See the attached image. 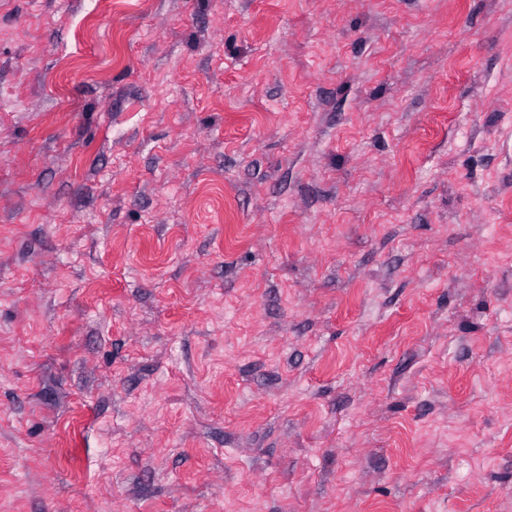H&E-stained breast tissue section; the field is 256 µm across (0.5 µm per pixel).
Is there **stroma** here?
Returning <instances> with one entry per match:
<instances>
[{
	"instance_id": "stroma-1",
	"label": "stroma",
	"mask_w": 512,
	"mask_h": 512,
	"mask_svg": "<svg viewBox=\"0 0 512 512\" xmlns=\"http://www.w3.org/2000/svg\"><path fill=\"white\" fill-rule=\"evenodd\" d=\"M0 512H512V0H0Z\"/></svg>"
}]
</instances>
